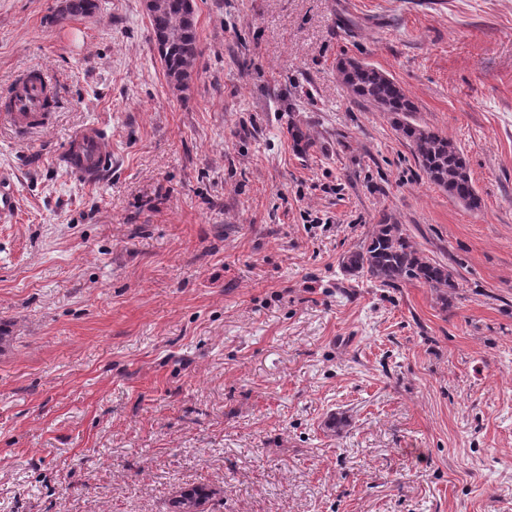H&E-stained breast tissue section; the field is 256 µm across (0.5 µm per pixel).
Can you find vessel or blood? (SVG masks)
<instances>
[{
	"label": "vessel or blood",
	"mask_w": 512,
	"mask_h": 512,
	"mask_svg": "<svg viewBox=\"0 0 512 512\" xmlns=\"http://www.w3.org/2000/svg\"><path fill=\"white\" fill-rule=\"evenodd\" d=\"M20 96L12 108L0 111L12 129L20 135L48 124L50 113L42 109L46 95L54 91L53 83L39 70H29L18 78ZM109 143L100 131L86 130L80 133L66 151V162L70 169L85 182H94L102 172L109 154Z\"/></svg>",
	"instance_id": "obj_1"
}]
</instances>
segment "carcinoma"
Instances as JSON below:
<instances>
[{
    "label": "carcinoma",
    "instance_id": "1",
    "mask_svg": "<svg viewBox=\"0 0 512 512\" xmlns=\"http://www.w3.org/2000/svg\"><path fill=\"white\" fill-rule=\"evenodd\" d=\"M57 17L83 16L97 8L95 0H64ZM155 41H163L160 59L171 89L185 92L195 65L202 54L196 32L194 11L187 0H162V6L149 15ZM355 98L391 115L395 130L412 147L415 158L428 179L470 209L480 199L467 172L462 154L448 137L417 123L416 106L403 88L385 72L357 60L339 64ZM294 147L305 153L314 146L310 134L293 123L288 127ZM342 269L352 276H366L382 287L397 288L418 281L433 288L443 304H448V289L455 287L448 267L430 260L399 224L382 220L373 225L365 241L342 258ZM214 492L203 486L184 489L171 502L169 512H206L204 506Z\"/></svg>",
    "mask_w": 512,
    "mask_h": 512
}]
</instances>
